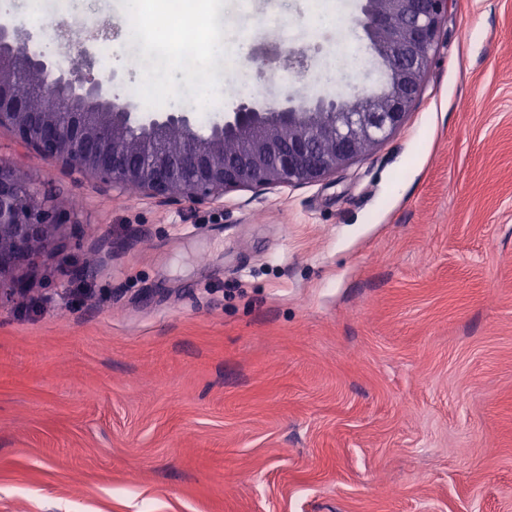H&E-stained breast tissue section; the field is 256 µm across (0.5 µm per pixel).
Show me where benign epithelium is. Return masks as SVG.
<instances>
[{"label": "benign epithelium", "mask_w": 512, "mask_h": 512, "mask_svg": "<svg viewBox=\"0 0 512 512\" xmlns=\"http://www.w3.org/2000/svg\"><path fill=\"white\" fill-rule=\"evenodd\" d=\"M449 0H367L355 23L387 71L377 92L261 111L242 102L204 135L185 112L139 118L107 97L96 59L62 68L44 53L0 51V128L34 153L123 192L162 203L214 202L244 188L319 182L385 141L413 111ZM64 217L31 179L0 160V301L30 290L19 273L49 246Z\"/></svg>", "instance_id": "1"}]
</instances>
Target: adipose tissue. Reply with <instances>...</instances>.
<instances>
[{
  "instance_id": "adipose-tissue-1",
  "label": "adipose tissue",
  "mask_w": 512,
  "mask_h": 512,
  "mask_svg": "<svg viewBox=\"0 0 512 512\" xmlns=\"http://www.w3.org/2000/svg\"><path fill=\"white\" fill-rule=\"evenodd\" d=\"M212 0H128L126 40L153 43L149 67L136 96L157 103L172 96L170 77L181 73L193 86L197 106L211 110L223 99L224 81L215 67L242 68L240 50L226 47L212 17Z\"/></svg>"
}]
</instances>
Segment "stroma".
Here are the masks:
<instances>
[{
	"instance_id": "1",
	"label": "stroma",
	"mask_w": 512,
	"mask_h": 512,
	"mask_svg": "<svg viewBox=\"0 0 512 512\" xmlns=\"http://www.w3.org/2000/svg\"><path fill=\"white\" fill-rule=\"evenodd\" d=\"M361 5L219 0L227 47L308 54L221 111L376 90ZM66 7L111 23L100 73L134 101L124 0ZM171 84L159 111L207 128ZM0 159L67 217L0 302V512H512V0H451L404 125L312 185L161 204L6 127Z\"/></svg>"
}]
</instances>
